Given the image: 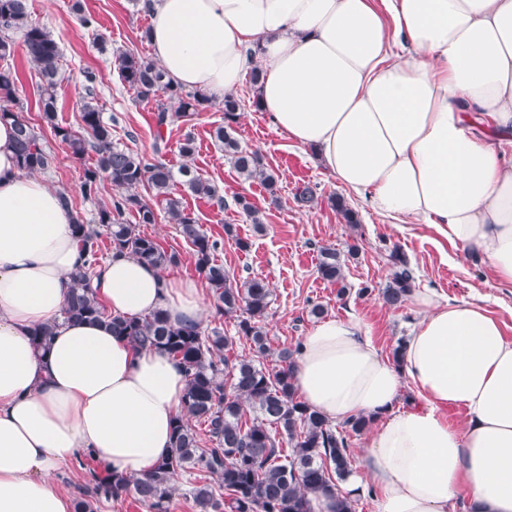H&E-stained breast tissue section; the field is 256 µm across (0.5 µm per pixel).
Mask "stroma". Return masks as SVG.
<instances>
[{
  "label": "stroma",
  "instance_id": "obj_1",
  "mask_svg": "<svg viewBox=\"0 0 512 512\" xmlns=\"http://www.w3.org/2000/svg\"><path fill=\"white\" fill-rule=\"evenodd\" d=\"M33 21L51 32L62 48L61 80L57 87L59 122L76 124L86 83H93L104 120L111 124L115 140L124 143L146 161L160 160L172 168L184 161L179 146L185 137L195 142L193 169L218 189L216 199L208 200L184 193V204L193 212L208 234L220 247L219 262L235 278L266 279L272 301L267 318L271 347L295 345L303 340L315 319L310 316L312 304H323L328 316L361 320L373 342L384 356H392L398 342L407 339L419 319L412 303L393 309L378 294L393 271L389 254L400 247L414 270L415 285L434 289L442 299L451 302L476 301L487 307L504 325L506 336L512 337V284H500L474 254H463L427 224H407L396 228L384 216L366 207L351 192H344L334 175L315 159L313 150L297 146L277 129L265 112L252 105L256 94L249 81H241L235 94L242 110L235 126L241 146L260 152L265 162L280 175L278 202H271L266 191L255 182L245 180L235 170L224 147L216 143L210 132L221 123L223 106L212 102L207 111L192 120L176 118L164 136L165 149L155 147V105L138 101L132 90L122 84L115 67L116 57L124 52L151 55L150 45L141 34L150 25V17L140 11L135 0H30ZM81 4L84 12L93 14L96 30L82 27L73 9ZM13 62L21 81L17 91V108L38 129L42 143L55 155L52 170L43 173L50 186L69 195L74 209L85 219H92L113 194L110 183H103L97 195L85 196L82 190L85 164L70 157L65 146L55 139L42 121L35 104L38 79L23 49H16ZM311 187L314 201L303 205L295 195L299 188ZM343 194L347 204L357 212L359 221L345 223L330 205L329 198ZM141 196L158 210L156 223L139 225L140 233L155 238L167 251L179 255L177 265L166 267V274L182 279L198 278L195 258L174 224L163 217V205L148 188ZM243 195L262 213L264 226L255 230L233 198ZM232 233H225V225ZM248 241L241 249L240 241ZM357 245L356 257H348L349 245ZM332 247L346 253L344 273L350 291L338 296L334 285L317 276L319 251ZM370 293H363V286Z\"/></svg>",
  "mask_w": 512,
  "mask_h": 512
}]
</instances>
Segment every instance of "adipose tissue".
Segmentation results:
<instances>
[{
    "instance_id": "obj_1",
    "label": "adipose tissue",
    "mask_w": 512,
    "mask_h": 512,
    "mask_svg": "<svg viewBox=\"0 0 512 512\" xmlns=\"http://www.w3.org/2000/svg\"><path fill=\"white\" fill-rule=\"evenodd\" d=\"M148 42L176 84L223 100L259 66L260 108L343 187L433 226L512 284V0H145ZM59 190L19 169L0 122V512H72L55 477L94 450L141 477L172 445L184 373L104 324L62 315L84 260ZM112 315L200 324L203 286L125 252L91 283ZM419 321L385 358L354 319L302 341L297 396L330 422L372 418L342 489L376 512H512V338L483 306L411 295ZM49 324L37 348L32 332ZM411 388L414 400L401 406ZM462 409L463 425L442 411Z\"/></svg>"
}]
</instances>
